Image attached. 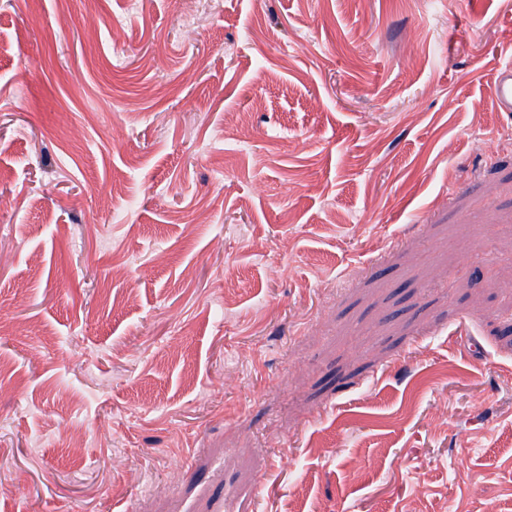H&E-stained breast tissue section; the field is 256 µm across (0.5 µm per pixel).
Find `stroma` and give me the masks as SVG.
Here are the masks:
<instances>
[{
    "label": "stroma",
    "mask_w": 512,
    "mask_h": 512,
    "mask_svg": "<svg viewBox=\"0 0 512 512\" xmlns=\"http://www.w3.org/2000/svg\"><path fill=\"white\" fill-rule=\"evenodd\" d=\"M510 60L512 0H0V512H512ZM494 95L499 107L505 112H512V69L506 68L495 85Z\"/></svg>",
    "instance_id": "stroma-1"
}]
</instances>
